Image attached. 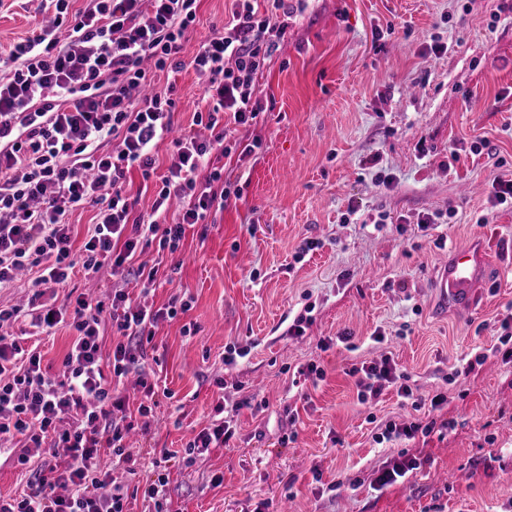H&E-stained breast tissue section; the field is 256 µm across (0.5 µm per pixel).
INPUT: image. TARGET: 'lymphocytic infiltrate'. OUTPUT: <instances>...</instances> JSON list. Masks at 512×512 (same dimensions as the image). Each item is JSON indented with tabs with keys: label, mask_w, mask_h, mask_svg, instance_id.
Returning <instances> with one entry per match:
<instances>
[{
	"label": "lymphocytic infiltrate",
	"mask_w": 512,
	"mask_h": 512,
	"mask_svg": "<svg viewBox=\"0 0 512 512\" xmlns=\"http://www.w3.org/2000/svg\"><path fill=\"white\" fill-rule=\"evenodd\" d=\"M41 19L31 35L0 56V291L27 278L23 305H0V439L23 446V489L0 497V512H128L111 469L134 463L125 439L149 429L155 386L139 381L138 421L129 420L121 385L139 374L146 344L160 321L191 308L190 301L153 309L128 292L107 299L69 293L75 271L95 277L103 267L131 277L150 292L157 268L151 246L176 252L188 226L207 223L231 195L219 161L249 155L235 148L226 125L258 124L263 112L258 77L306 0H234L233 22L201 43L188 64L206 78L205 108L193 130L172 142L170 162L157 174L153 148L169 135L176 102L171 91L137 98L149 70L180 71V53L197 18L198 0H38ZM139 169L157 180L149 216L134 215L127 175ZM96 208L92 233L75 246L68 220L74 209ZM22 324L34 335L59 327L71 333L62 372L42 365L37 342L24 345L2 327ZM111 327V356L100 337ZM358 399L369 403L394 389L409 399L406 374L390 357L352 367ZM46 459L30 468L28 449Z\"/></svg>",
	"instance_id": "f902f5d3"
}]
</instances>
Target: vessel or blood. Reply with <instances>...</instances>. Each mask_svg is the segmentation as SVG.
Instances as JSON below:
<instances>
[{
	"mask_svg": "<svg viewBox=\"0 0 512 512\" xmlns=\"http://www.w3.org/2000/svg\"><path fill=\"white\" fill-rule=\"evenodd\" d=\"M491 264V251L482 237L450 253L439 269L435 286L446 306L466 311L479 300L482 285Z\"/></svg>",
	"mask_w": 512,
	"mask_h": 512,
	"instance_id": "obj_1",
	"label": "vessel or blood"
}]
</instances>
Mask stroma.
<instances>
[{"label":"stroma","instance_id":"1","mask_svg":"<svg viewBox=\"0 0 512 512\" xmlns=\"http://www.w3.org/2000/svg\"><path fill=\"white\" fill-rule=\"evenodd\" d=\"M231 9L200 0L185 67L153 79L175 84L180 128L203 105L189 60ZM36 23L33 0H0V52ZM258 83L264 119L235 136L261 146L224 166L241 198L160 253L154 293L107 267L97 275L101 293L122 287L147 306L191 301L154 329L147 369L161 393L134 447L170 450L174 512H512V363L492 355L450 379L495 344L512 307V207L489 203L492 181L512 179V0H309ZM431 213L443 216L440 246L417 227ZM477 234L493 257L482 300L444 308L438 269ZM307 239L321 247L298 258ZM306 310L304 336H289ZM229 346L246 357L225 364ZM384 355L416 396L443 393L441 409L392 391L361 404L349 371ZM311 363L323 379L307 375ZM219 404L229 447L184 462ZM426 416L452 426L376 443L386 422ZM406 457L420 469L374 489Z\"/></svg>","mask_w":512,"mask_h":512}]
</instances>
